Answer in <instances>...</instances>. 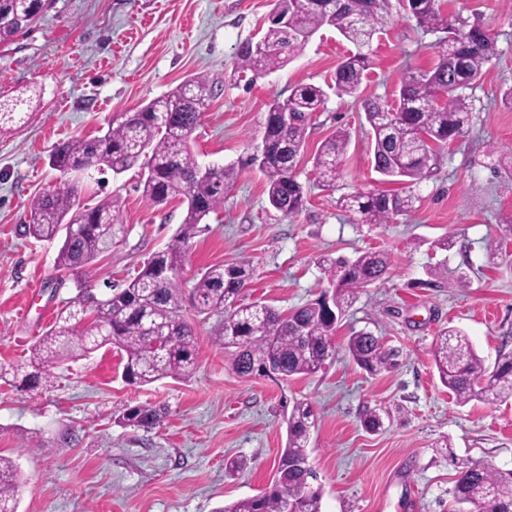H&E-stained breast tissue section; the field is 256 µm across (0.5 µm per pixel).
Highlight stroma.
<instances>
[{
    "label": "stroma",
    "instance_id": "1",
    "mask_svg": "<svg viewBox=\"0 0 512 512\" xmlns=\"http://www.w3.org/2000/svg\"><path fill=\"white\" fill-rule=\"evenodd\" d=\"M270 0H52L40 20L0 44V101L33 97L28 123L0 135V455L20 472L17 512H215L259 494L286 443L285 403L305 400L317 417L309 462L323 487L322 512H456L451 490L459 461L512 470V398L459 405L438 377L439 330L458 327L486 364L512 351V8L505 0H441L443 12L478 15L495 51L466 89L471 120L439 155L429 179L414 185L415 207L390 224H355L336 200L384 189L373 168L360 101L329 93L314 115L296 175L306 203L296 216L273 209L261 173L241 169L224 206L192 239L183 270L182 316L198 339L199 362L185 380L130 386L117 349L55 369L51 387L22 386L30 347L77 294L97 295L137 274L164 250L185 206L147 201L141 175L90 169L71 174L78 200L123 203L125 234L112 254L63 276L61 239L26 235L33 199L61 178L50 165L56 145L106 130L113 113L131 112L183 80L205 76L216 96L191 136L201 165L244 159L262 141L267 103L299 83L326 85L350 42L322 28L284 67L251 78L236 50L259 39ZM437 35L401 8L372 43L364 94L392 103L408 71L437 61ZM350 133L336 187H322L312 158L336 130ZM497 148L500 163L486 153ZM448 240L439 249V240ZM390 254L384 281L359 291L336 331V354L314 376L243 378L213 342L220 319L198 314L196 277L215 264L250 261L239 300L289 311L330 293L324 256ZM463 276L465 286L449 287ZM367 329L400 353L398 366L371 374L348 355L353 332ZM168 406L162 425L119 424L126 407ZM377 410L382 426L362 425ZM240 458L239 471L225 467Z\"/></svg>",
    "mask_w": 512,
    "mask_h": 512
}]
</instances>
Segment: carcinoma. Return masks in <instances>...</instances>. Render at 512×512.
<instances>
[{"instance_id":"cac0c4a2","label":"carcinoma","mask_w":512,"mask_h":512,"mask_svg":"<svg viewBox=\"0 0 512 512\" xmlns=\"http://www.w3.org/2000/svg\"><path fill=\"white\" fill-rule=\"evenodd\" d=\"M288 23H272L262 36L263 47L250 40L237 50V64L256 75L285 66L322 27L334 28L355 50L343 57L332 77L339 97H360L372 66L370 45L388 23L389 0H284ZM405 12L426 32L441 34L438 60L430 69L407 74L396 91V103L363 99L370 127L373 167L386 178L420 183L448 142L462 136L470 107L462 90L481 80L494 53V40L477 18L448 17L439 0H404ZM51 0H0V43L26 32V18L35 23ZM211 86L203 76L184 80L174 89L134 112H116L107 131L93 138L61 143L50 157L52 168L66 176L90 168H108L116 175L137 166L147 172L143 196L164 205L182 195L184 218L166 249L152 254L124 287L100 298L81 285L77 296L57 314L55 324L33 346L22 384L48 387L61 362L90 354L106 345L119 349L124 361L121 378L145 386L165 378L187 379L198 366V343L192 325L180 315L182 270L191 240L200 224L224 204L240 168L258 166L272 208L285 216L302 210L303 185L296 179L309 120L324 108L327 94L312 83L297 84L288 97L267 104L263 141L269 143L262 161L249 155L243 162L204 168L191 151L192 132L207 111ZM288 113L283 121L282 113ZM349 144L343 130L327 139L314 158V172L324 187L341 177V162ZM416 197L406 192H356L340 196L339 208L359 224H389L414 208ZM69 224L78 233L64 238L57 256L60 271L72 272L112 252L124 232L123 209L116 196L92 207L77 203L74 183L62 179L35 197L26 234L53 240ZM391 265L389 254L368 251L354 258L325 257L322 266L335 288L322 297L283 313L255 301L238 302L251 277L249 263L212 265L195 279L191 293L200 314L221 317L215 343L233 349L232 366L241 377L275 374L282 380L317 373L336 353V327L358 291L381 280ZM346 350L370 373L395 366V354L380 337L362 329L349 337ZM434 361L441 383L458 403L504 401L512 397V351L493 368L485 366L468 336L449 327L438 336ZM168 409L151 403L130 406L118 423L145 431L163 422ZM315 427L311 404L294 402L287 420V442L273 479L259 494L232 502L217 512H321L322 488L312 485L316 472L308 460ZM19 471L0 456V512H16ZM452 495L466 512H512V470L500 471L482 460L458 466Z\"/></svg>"}]
</instances>
